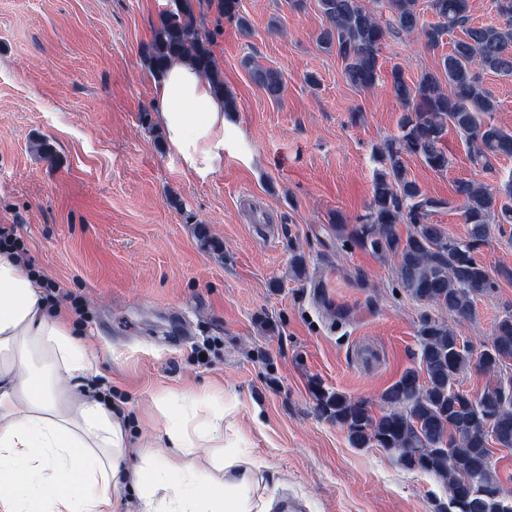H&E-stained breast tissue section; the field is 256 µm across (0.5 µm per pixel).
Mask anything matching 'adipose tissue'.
Segmentation results:
<instances>
[{"mask_svg": "<svg viewBox=\"0 0 512 512\" xmlns=\"http://www.w3.org/2000/svg\"><path fill=\"white\" fill-rule=\"evenodd\" d=\"M157 118L185 167L206 175L224 163V101L194 69L169 67L155 85ZM95 373L62 309L15 251L0 249V512H117L132 487L139 512H272L274 496L249 471L203 479L197 462L224 445V418L206 428L154 408L164 429L131 447L124 404L84 389ZM68 385H59L60 377ZM140 465L128 466L131 455Z\"/></svg>", "mask_w": 512, "mask_h": 512, "instance_id": "obj_1", "label": "adipose tissue"}]
</instances>
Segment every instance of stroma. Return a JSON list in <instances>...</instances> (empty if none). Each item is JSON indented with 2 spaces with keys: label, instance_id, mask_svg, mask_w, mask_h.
I'll use <instances>...</instances> for the list:
<instances>
[{
  "label": "stroma",
  "instance_id": "obj_1",
  "mask_svg": "<svg viewBox=\"0 0 512 512\" xmlns=\"http://www.w3.org/2000/svg\"><path fill=\"white\" fill-rule=\"evenodd\" d=\"M169 0H0V225H14L30 265L54 284L96 356L93 384L126 402L132 441L151 438L153 397L205 425L224 412V445L201 457L220 478L236 461L273 490L272 512H434L443 487L400 468L381 448H354L316 411L311 387L378 400L418 364L426 306L396 283L391 263L336 235L334 216L354 222L371 198L372 149L397 135L403 112L387 81L358 90L336 53L316 40L314 0H240L251 36L224 23L214 47L238 111L224 116V164L187 170L158 124L155 76L143 48ZM278 18L281 31L268 28ZM438 48L387 37L383 73L407 80L437 70ZM279 70L269 99L244 56ZM319 85L310 88L308 75ZM49 143L52 157L40 145ZM451 167L416 157L408 175L446 200L430 220L465 236L453 184L496 187L512 158L483 172L449 133ZM206 227L212 242L197 235ZM306 272L290 271L293 249ZM345 284L355 321L320 305L323 268ZM457 323L473 351L512 311V283L478 298ZM199 391L191 405L187 389Z\"/></svg>",
  "mask_w": 512,
  "mask_h": 512
}]
</instances>
